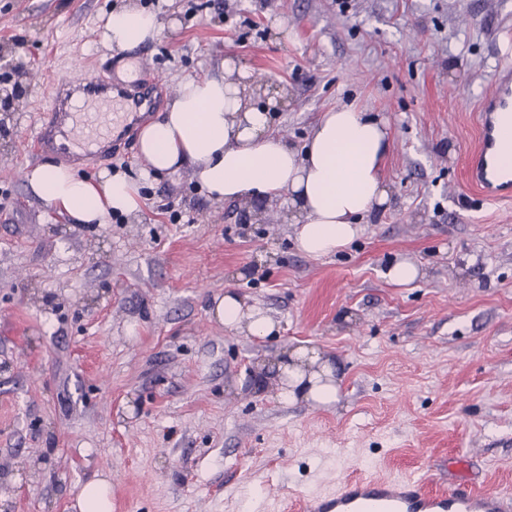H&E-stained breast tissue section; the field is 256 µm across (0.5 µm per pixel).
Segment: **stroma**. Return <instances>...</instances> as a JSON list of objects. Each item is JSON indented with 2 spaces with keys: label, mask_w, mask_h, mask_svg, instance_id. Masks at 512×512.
Instances as JSON below:
<instances>
[{
  "label": "stroma",
  "mask_w": 512,
  "mask_h": 512,
  "mask_svg": "<svg viewBox=\"0 0 512 512\" xmlns=\"http://www.w3.org/2000/svg\"><path fill=\"white\" fill-rule=\"evenodd\" d=\"M118 2L0 0V512H76L99 476L112 512H283L371 473L512 487V201L463 169L512 66V0H136L164 24L140 51L168 89L230 59L295 146L344 105L387 125L389 203L324 258L284 199L141 178L134 139L77 172L140 178L141 219L77 224L32 191L30 131L53 85L114 65ZM401 259L423 278L387 283ZM227 291L278 337L219 323ZM301 345L336 365V405L253 387L257 360Z\"/></svg>",
  "instance_id": "35a3bbf8"
}]
</instances>
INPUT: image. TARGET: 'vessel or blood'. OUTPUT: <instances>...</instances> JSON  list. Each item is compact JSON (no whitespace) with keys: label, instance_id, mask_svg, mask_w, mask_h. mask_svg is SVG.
<instances>
[{"label":"vessel or blood","instance_id":"1","mask_svg":"<svg viewBox=\"0 0 512 512\" xmlns=\"http://www.w3.org/2000/svg\"><path fill=\"white\" fill-rule=\"evenodd\" d=\"M137 78L128 85L101 75L78 77L54 85L30 135L32 152L84 165L125 145L142 113L154 111L164 91L160 76L144 60L136 62ZM512 112V69L499 71L492 93L481 101L479 141L466 160L471 182L487 197H512V179L494 165V151L503 134L501 113ZM303 512H512V492L481 490L455 482L439 491L405 479L398 482L357 477L336 494L304 499Z\"/></svg>","mask_w":512,"mask_h":512}]
</instances>
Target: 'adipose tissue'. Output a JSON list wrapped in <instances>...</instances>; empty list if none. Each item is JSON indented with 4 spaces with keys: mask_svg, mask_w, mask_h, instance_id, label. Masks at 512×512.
<instances>
[{
    "mask_svg": "<svg viewBox=\"0 0 512 512\" xmlns=\"http://www.w3.org/2000/svg\"><path fill=\"white\" fill-rule=\"evenodd\" d=\"M162 30L156 14L130 4L112 11L103 39L129 53ZM222 74L180 82L162 118L144 126L139 152L149 173L187 167L215 201H255L287 196L298 221L297 249L326 257L361 236L362 220L387 203L382 175L390 141L386 125L353 107L325 112L302 147L272 128L268 109L251 102V88ZM31 189L81 224H103L114 215L138 217L143 198L138 180L101 171L97 180L72 168L42 165L26 173ZM213 315L225 327L258 339L276 336L279 326L256 304L232 291L215 300ZM260 377L277 379L282 402L328 407L339 400L336 369L308 346L284 350L256 365Z\"/></svg>",
    "mask_w": 512,
    "mask_h": 512,
    "instance_id": "1",
    "label": "adipose tissue"
}]
</instances>
